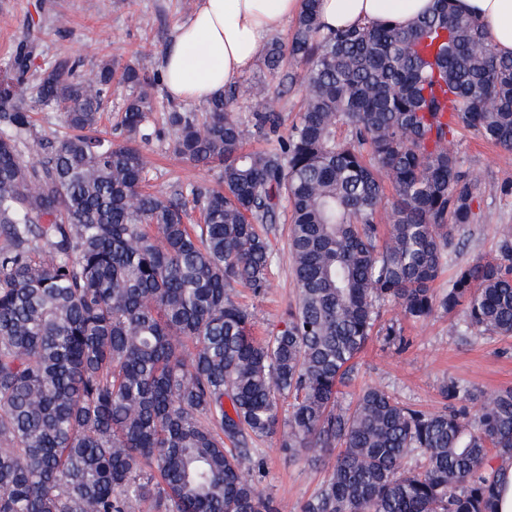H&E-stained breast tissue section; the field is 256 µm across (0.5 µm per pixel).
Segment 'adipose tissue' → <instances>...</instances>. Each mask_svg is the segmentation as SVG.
Segmentation results:
<instances>
[{
  "instance_id": "ef3b65f1",
  "label": "adipose tissue",
  "mask_w": 512,
  "mask_h": 512,
  "mask_svg": "<svg viewBox=\"0 0 512 512\" xmlns=\"http://www.w3.org/2000/svg\"><path fill=\"white\" fill-rule=\"evenodd\" d=\"M478 18L499 55L512 56V0H452ZM434 0H319L323 29L356 25L405 27L427 13ZM302 0H197L175 30L161 58L171 100L202 102L223 94L257 59L268 36L301 10Z\"/></svg>"
}]
</instances>
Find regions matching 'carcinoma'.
I'll use <instances>...</instances> for the list:
<instances>
[{
  "instance_id": "cac0c4a2",
  "label": "carcinoma",
  "mask_w": 512,
  "mask_h": 512,
  "mask_svg": "<svg viewBox=\"0 0 512 512\" xmlns=\"http://www.w3.org/2000/svg\"><path fill=\"white\" fill-rule=\"evenodd\" d=\"M44 11L40 0L0 82V512H278L251 448L273 436L291 458L335 455L302 512H495L512 389L482 399L450 379L447 404L426 411L368 385L339 405L374 332L404 344L397 324L376 328L382 304L512 337V234L466 262L455 238L477 212L449 136L512 151V57L486 28L435 0L407 28L325 32L303 0L289 42L264 56L274 76L289 57L306 66L288 136L272 137L271 110L245 121L230 108L267 99L260 79L200 114L169 109L173 153L219 175L163 193L143 189L147 66L107 61L86 79L68 54L41 62ZM123 88L116 138L100 126ZM39 107L68 132L49 139ZM250 131L270 147L240 152ZM287 211L296 299L259 339L232 292L268 288Z\"/></svg>"
}]
</instances>
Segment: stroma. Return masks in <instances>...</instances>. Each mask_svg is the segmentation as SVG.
Listing matches in <instances>:
<instances>
[{"instance_id":"stroma-1","label":"stroma","mask_w":512,"mask_h":512,"mask_svg":"<svg viewBox=\"0 0 512 512\" xmlns=\"http://www.w3.org/2000/svg\"><path fill=\"white\" fill-rule=\"evenodd\" d=\"M35 0H0V75L7 68L9 50L21 36ZM196 0H49L45 20L43 60L66 52L79 58L82 72L92 76L102 62L146 63L149 73H157L163 51L175 27L194 10ZM304 67L287 66L289 82L271 79L269 103L280 117L279 133L287 135L305 95ZM168 131L153 133L145 151L152 165L146 186L153 191H170L180 183L216 185L217 172L193 166L174 156L169 149ZM451 150L464 170L475 179L480 209L471 229L461 231L465 242L464 260L477 256L493 257L500 239L512 232V195L500 192L512 184V151L485 142L469 130L458 131ZM270 286L255 297L239 290L238 299L253 312L257 333L268 336L282 326L283 313L296 298L293 263L286 235L275 245ZM380 323H400L405 346L386 344L373 337L356 360L352 379L344 389L341 405H348L365 385L384 388L400 401L426 410L441 409V387L456 379L491 393L512 388V338L499 336L463 337L455 329L459 315L439 314L424 322L402 319L391 305L380 309ZM260 465L261 489L271 496L279 512H301L334 462L331 455L321 458L289 459L278 438H264L252 445Z\"/></svg>"}]
</instances>
